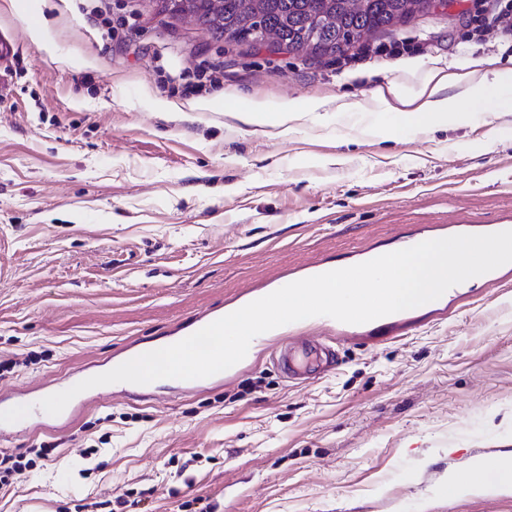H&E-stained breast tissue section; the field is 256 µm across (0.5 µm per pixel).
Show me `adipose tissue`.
Here are the masks:
<instances>
[{
    "label": "adipose tissue",
    "instance_id": "adipose-tissue-1",
    "mask_svg": "<svg viewBox=\"0 0 512 512\" xmlns=\"http://www.w3.org/2000/svg\"><path fill=\"white\" fill-rule=\"evenodd\" d=\"M457 86V94L443 98L444 86ZM484 100L491 111L512 112V70H492L465 75L434 71L410 96L390 89L377 90L374 100L377 111L400 115L405 123L445 127L464 119V101ZM512 491V450L504 449L493 456L478 455L460 466L449 468L441 491L449 496L478 493L489 484Z\"/></svg>",
    "mask_w": 512,
    "mask_h": 512
}]
</instances>
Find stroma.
Masks as SVG:
<instances>
[{
  "instance_id": "1",
  "label": "stroma",
  "mask_w": 512,
  "mask_h": 512,
  "mask_svg": "<svg viewBox=\"0 0 512 512\" xmlns=\"http://www.w3.org/2000/svg\"><path fill=\"white\" fill-rule=\"evenodd\" d=\"M469 8L449 0L340 63L213 40L154 0H0L18 44L0 92V402L108 372L129 342L180 336L290 268L512 222V112L473 100L463 122L377 141L370 113L336 109L435 68L512 69ZM283 99L325 106L286 136L241 111ZM443 305L398 339L369 325L310 384L280 375L271 339L196 391L116 384L69 426L13 421L5 450L26 469L0 512H512V494L436 492L449 465L512 448V287Z\"/></svg>"
}]
</instances>
